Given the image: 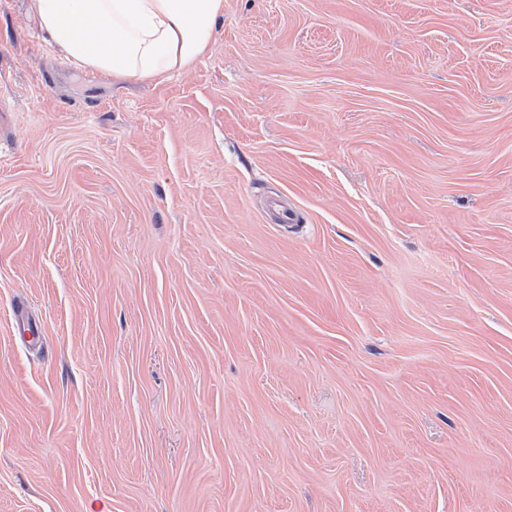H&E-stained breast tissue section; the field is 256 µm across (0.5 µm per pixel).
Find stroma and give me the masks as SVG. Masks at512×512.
Here are the masks:
<instances>
[{"mask_svg": "<svg viewBox=\"0 0 512 512\" xmlns=\"http://www.w3.org/2000/svg\"><path fill=\"white\" fill-rule=\"evenodd\" d=\"M0 512H512V0H224L150 84L0 0ZM14 333L24 343L30 346L40 345L44 338L41 323L28 316L23 301H19L16 304Z\"/></svg>", "mask_w": 512, "mask_h": 512, "instance_id": "1", "label": "stroma"}]
</instances>
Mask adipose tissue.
<instances>
[{
    "instance_id": "obj_1",
    "label": "adipose tissue",
    "mask_w": 512,
    "mask_h": 512,
    "mask_svg": "<svg viewBox=\"0 0 512 512\" xmlns=\"http://www.w3.org/2000/svg\"><path fill=\"white\" fill-rule=\"evenodd\" d=\"M75 67L129 82L183 72L209 51L224 0H30Z\"/></svg>"
}]
</instances>
